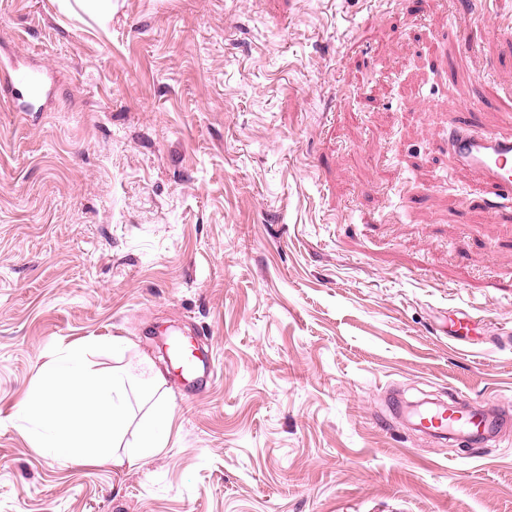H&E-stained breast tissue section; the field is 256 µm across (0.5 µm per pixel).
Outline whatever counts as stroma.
<instances>
[{
  "instance_id": "obj_1",
  "label": "stroma",
  "mask_w": 512,
  "mask_h": 512,
  "mask_svg": "<svg viewBox=\"0 0 512 512\" xmlns=\"http://www.w3.org/2000/svg\"><path fill=\"white\" fill-rule=\"evenodd\" d=\"M0 0V512H512V423L472 450L392 395L512 413V200L445 146L506 128L512 0ZM467 313L470 336L443 328ZM196 335L193 393L163 353ZM175 407L140 468L33 448L13 414L79 341ZM66 13L77 14L78 10L91 18L105 23L112 18V0H58Z\"/></svg>"
}]
</instances>
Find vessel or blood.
<instances>
[{"label":"vessel or blood","instance_id":"obj_1","mask_svg":"<svg viewBox=\"0 0 512 512\" xmlns=\"http://www.w3.org/2000/svg\"><path fill=\"white\" fill-rule=\"evenodd\" d=\"M467 108H449L448 150L467 171L474 174L491 195L512 196V132L475 131L472 124L461 121ZM170 357L182 375L194 376L208 370L210 363L193 342L176 340L169 346ZM414 426L421 433L448 440L464 439L475 447L497 436L504 416H488L485 408L470 404L433 403L412 408Z\"/></svg>","mask_w":512,"mask_h":512}]
</instances>
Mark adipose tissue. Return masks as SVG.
<instances>
[{
	"label": "adipose tissue",
	"instance_id": "obj_1",
	"mask_svg": "<svg viewBox=\"0 0 512 512\" xmlns=\"http://www.w3.org/2000/svg\"><path fill=\"white\" fill-rule=\"evenodd\" d=\"M126 349L115 336L102 347ZM93 343L59 348L40 364L15 413L19 433L46 455L65 461L141 467L168 445L174 407L163 372L149 357L136 370L101 368Z\"/></svg>",
	"mask_w": 512,
	"mask_h": 512
}]
</instances>
